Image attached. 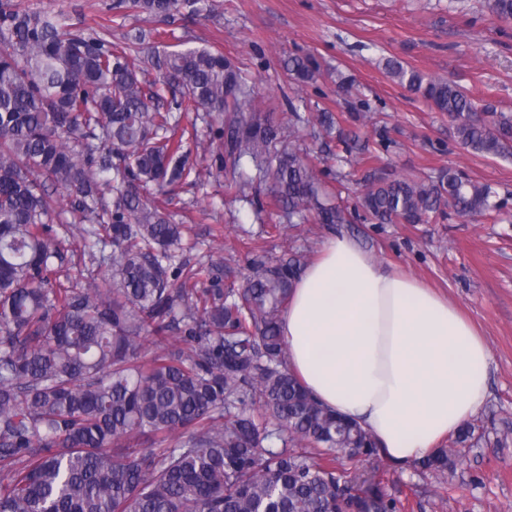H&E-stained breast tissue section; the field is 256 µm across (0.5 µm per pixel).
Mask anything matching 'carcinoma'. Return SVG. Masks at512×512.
Returning a JSON list of instances; mask_svg holds the SVG:
<instances>
[{"label":"carcinoma","instance_id":"obj_1","mask_svg":"<svg viewBox=\"0 0 512 512\" xmlns=\"http://www.w3.org/2000/svg\"><path fill=\"white\" fill-rule=\"evenodd\" d=\"M132 5L201 12L199 0ZM486 7L512 19V0ZM65 22L0 0V512H400L381 483L336 467L378 457L374 437L288 369L280 320L301 255L253 254L239 287L220 257L176 265L183 225L157 200L200 178L182 122L204 112L238 173L227 188L247 198L265 185L287 223L333 231L351 213L290 137L339 121L292 104L274 121L220 51L147 52L142 31L116 43ZM287 68L319 76L310 55ZM386 70L448 114L464 149L512 153V115L477 108L446 77L394 59ZM448 205L462 217L500 209L451 168L427 181L375 172L358 208L375 224H428ZM55 220L80 235H55ZM453 465L446 448L418 463Z\"/></svg>","mask_w":512,"mask_h":512}]
</instances>
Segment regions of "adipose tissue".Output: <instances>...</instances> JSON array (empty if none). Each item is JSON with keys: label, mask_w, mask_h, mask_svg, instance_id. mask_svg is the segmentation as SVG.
<instances>
[{"label": "adipose tissue", "mask_w": 512, "mask_h": 512, "mask_svg": "<svg viewBox=\"0 0 512 512\" xmlns=\"http://www.w3.org/2000/svg\"><path fill=\"white\" fill-rule=\"evenodd\" d=\"M280 330L290 371L395 465L430 455L486 402L491 352L472 320L346 235L302 269Z\"/></svg>", "instance_id": "ef3b65f1"}]
</instances>
